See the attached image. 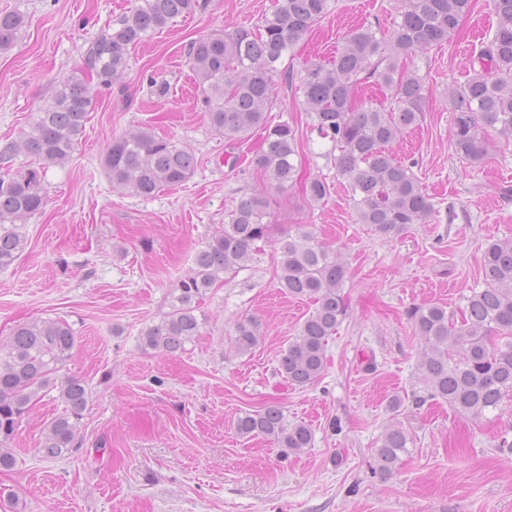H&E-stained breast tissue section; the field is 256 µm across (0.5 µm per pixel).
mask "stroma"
Returning a JSON list of instances; mask_svg holds the SVG:
<instances>
[{"instance_id":"35a3bbf8","label":"stroma","mask_w":512,"mask_h":512,"mask_svg":"<svg viewBox=\"0 0 512 512\" xmlns=\"http://www.w3.org/2000/svg\"><path fill=\"white\" fill-rule=\"evenodd\" d=\"M135 0H0L25 25L0 49V139L28 130L56 82L77 65L86 41ZM132 49L130 62L97 104L69 163L48 168L47 205L27 220V247L0 270V343L15 327L61 318L76 336L66 371L89 393L83 444L65 459L37 451L45 424L63 410L49 390L11 446L15 464L0 470V512H512V397L479 420L436 401L415 406L424 388L421 341L408 318L416 305L457 310L481 287L480 256L492 240L512 237V139L487 136L481 164L455 153L450 89L473 74V55L496 29L491 0H472L450 41L408 59L425 77L427 108L419 126L393 146L437 213L428 223L384 236L358 223L302 95L275 82L269 124L288 122L304 174L325 177L331 193L306 198L300 187L270 188L251 159L258 135L224 138L203 117L187 57L192 41L254 27L271 0H200ZM395 0H331L328 15L298 44L285 66L301 72L329 63L345 34L361 23L389 26ZM166 80L167 97L150 93ZM152 128L197 159L182 185L151 197L114 188L102 161L113 138ZM267 191L272 231L256 260L203 296L200 332L167 356L144 348L141 332L170 310L172 285L244 195ZM309 225L345 265V315L326 347L318 381L298 388L276 372L277 357L313 304L278 286V242ZM259 323L246 354L230 343L239 320ZM403 400L389 408L392 397ZM277 404L291 424L313 433L306 452L281 455L268 440L237 435L245 411ZM399 425L408 451L381 473L376 450L384 429Z\"/></svg>"}]
</instances>
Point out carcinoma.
<instances>
[{
	"label": "carcinoma",
	"mask_w": 512,
	"mask_h": 512,
	"mask_svg": "<svg viewBox=\"0 0 512 512\" xmlns=\"http://www.w3.org/2000/svg\"><path fill=\"white\" fill-rule=\"evenodd\" d=\"M491 2L496 30L479 49V69L451 100L453 146L469 163L483 160L489 130L512 137V0ZM197 5L198 0H137L84 44L79 66L58 81L21 142L0 140V270L13 265L26 249L19 225L46 205V169L63 166L72 157L96 105L90 81L112 88L128 66L130 47ZM470 8L471 0H400L392 28L370 23L350 31L330 64H313L298 77L302 108L347 184L358 223L382 235H399L436 212L412 166L396 160L390 146L424 119V78L408 69L407 58L448 41ZM329 11L330 0H273L271 14L258 26L211 35L188 48L201 108L212 129L229 139L264 129L252 159L255 167L273 188L284 190L299 182L316 202L330 195V184L320 176L301 178L294 128L286 121L268 125L266 113L272 107L275 78L282 74L279 65ZM23 23L16 12L0 13V48L14 42ZM371 78L385 89L391 111L355 101V91ZM21 150L38 166L14 174L9 163ZM102 165L113 186L148 197L191 178L196 159L190 150L146 129L112 140ZM269 217L266 194L240 200L197 252L190 273L171 288V310L161 324L143 332L144 346L167 355L185 349L199 332V300L224 274L253 258L256 242L270 233ZM480 268L483 287L471 290L460 312L438 304L408 312L422 341L418 366L426 381L415 403L443 400L474 419L499 409L512 395V238L488 243ZM277 277L282 291L314 302L297 336L277 359L279 375L293 386L307 387L322 375L328 340L345 314V269L335 253L299 224L279 247ZM257 341L255 321L236 324L231 342L238 353L250 352ZM74 348V331L61 319L23 323L7 346H0V469L14 464L10 441L43 393L54 388L63 411L45 425L39 452L61 459L81 449L86 385L75 376L61 381L55 377ZM235 430L243 438H269L295 454L311 447L313 438L308 426L287 424L277 406L243 413ZM407 442L401 428L385 429L377 448L381 471H391L407 451Z\"/></svg>",
	"instance_id": "cac0c4a2"
}]
</instances>
